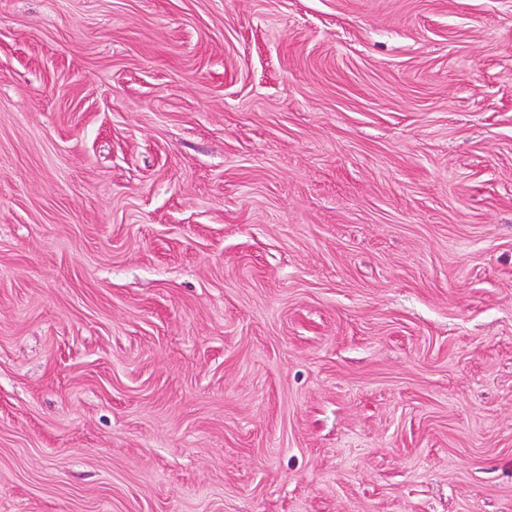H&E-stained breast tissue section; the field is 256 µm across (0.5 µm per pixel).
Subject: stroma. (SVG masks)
Listing matches in <instances>:
<instances>
[{
  "label": "stroma",
  "instance_id": "stroma-1",
  "mask_svg": "<svg viewBox=\"0 0 512 512\" xmlns=\"http://www.w3.org/2000/svg\"><path fill=\"white\" fill-rule=\"evenodd\" d=\"M0 512H512V0H0Z\"/></svg>",
  "mask_w": 512,
  "mask_h": 512
}]
</instances>
